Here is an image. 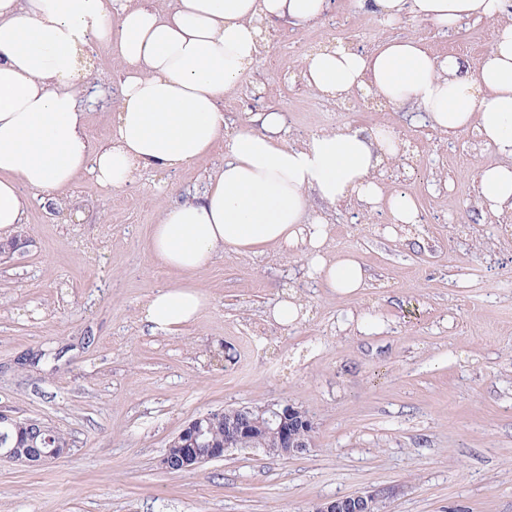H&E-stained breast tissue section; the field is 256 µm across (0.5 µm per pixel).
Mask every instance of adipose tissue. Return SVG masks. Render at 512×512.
Here are the masks:
<instances>
[{"label":"adipose tissue","instance_id":"obj_1","mask_svg":"<svg viewBox=\"0 0 512 512\" xmlns=\"http://www.w3.org/2000/svg\"><path fill=\"white\" fill-rule=\"evenodd\" d=\"M332 0H172L166 12L146 0H0V241L24 224L32 201L64 205L79 175L121 188L144 170L190 166L223 148V165L199 193L160 202L149 249L184 279L153 293L140 312L151 331L196 322L209 304L194 282L221 253L302 251L309 274L337 295L362 288L351 253L326 258L327 210L356 201L395 225L418 222L415 199L386 192L382 176L400 150L389 129L321 132L286 142L285 113L224 121V99L253 70L260 25L282 20L297 30L319 21ZM395 23L405 17L448 32L468 20L492 22L478 64L439 56L415 37H388L372 51L339 44L307 56L302 80L344 97L367 90L421 111L432 129L474 131L499 161L478 172L482 214L512 213V0H354ZM115 48L123 69L112 134L93 145L79 91L92 88L85 48ZM323 212L310 213L311 201Z\"/></svg>","mask_w":512,"mask_h":512}]
</instances>
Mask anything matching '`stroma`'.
<instances>
[{
  "instance_id": "35a3bbf8",
  "label": "stroma",
  "mask_w": 512,
  "mask_h": 512,
  "mask_svg": "<svg viewBox=\"0 0 512 512\" xmlns=\"http://www.w3.org/2000/svg\"><path fill=\"white\" fill-rule=\"evenodd\" d=\"M302 30L265 24L255 70L224 100L230 127L274 108L287 141L348 127L392 128L408 145L387 190L412 194L420 220L388 236L386 216L345 204L326 215L328 256L358 255L363 288L337 296L308 277L299 252H225L195 278L209 305L195 324L154 333L139 311L179 282L148 249L162 198L198 190L224 162L216 151L170 172L143 171L119 189L90 175L58 207L32 203L0 253V407L66 434L70 451L28 469L0 462V512H311L319 500L370 487L394 493L385 512H512V214L482 215L474 172L493 161L473 132L441 134L406 105L373 95L328 98L306 87V54L338 41L368 50L417 36L434 54L490 42L488 22L450 33L412 18L391 25L353 0ZM98 95L93 142L108 140L121 62L89 53ZM307 316H266L284 293ZM376 330L358 333L363 315ZM291 403L315 423L291 457L235 450L170 473L166 444L198 414Z\"/></svg>"
}]
</instances>
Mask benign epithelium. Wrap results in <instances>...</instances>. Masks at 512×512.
<instances>
[{"instance_id":"benign-epithelium-1","label":"benign epithelium","mask_w":512,"mask_h":512,"mask_svg":"<svg viewBox=\"0 0 512 512\" xmlns=\"http://www.w3.org/2000/svg\"><path fill=\"white\" fill-rule=\"evenodd\" d=\"M234 422L224 433V447L212 448L205 441L211 428L210 414L205 413L191 419L167 445L166 452L159 460L165 471L190 472L202 465L222 460L233 450L246 449L255 445L259 432L275 435L280 447L265 452L280 456H292L305 451L312 445L314 423L301 408L290 403L264 405L247 404L228 410ZM33 437L40 439L41 447L23 455L6 446L7 437L0 436V461L22 467H39L67 452L65 448L53 447L51 427L38 418L27 419ZM387 488H368L353 495L324 500L316 503L311 512H383L385 500L389 497Z\"/></svg>"}]
</instances>
